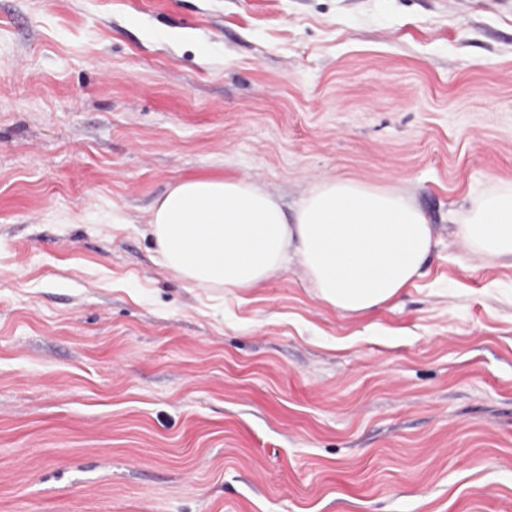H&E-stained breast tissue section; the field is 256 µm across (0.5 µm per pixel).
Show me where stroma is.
I'll return each mask as SVG.
<instances>
[{
    "label": "stroma",
    "instance_id": "stroma-1",
    "mask_svg": "<svg viewBox=\"0 0 512 512\" xmlns=\"http://www.w3.org/2000/svg\"><path fill=\"white\" fill-rule=\"evenodd\" d=\"M347 177L438 229L360 314L164 267L154 202ZM512 0H0V512H512ZM459 225L472 254L512 257V183L480 192Z\"/></svg>",
    "mask_w": 512,
    "mask_h": 512
}]
</instances>
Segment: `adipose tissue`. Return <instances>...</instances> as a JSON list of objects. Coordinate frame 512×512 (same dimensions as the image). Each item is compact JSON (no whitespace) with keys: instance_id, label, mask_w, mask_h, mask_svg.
I'll use <instances>...</instances> for the list:
<instances>
[{"instance_id":"ef3b65f1","label":"adipose tissue","mask_w":512,"mask_h":512,"mask_svg":"<svg viewBox=\"0 0 512 512\" xmlns=\"http://www.w3.org/2000/svg\"><path fill=\"white\" fill-rule=\"evenodd\" d=\"M149 228L165 267L183 281L234 293L295 263L316 296L345 314L395 300L439 244L401 189L343 178L313 186L291 217L252 179H184L154 203ZM461 228L472 254L512 257V183L480 192Z\"/></svg>"}]
</instances>
